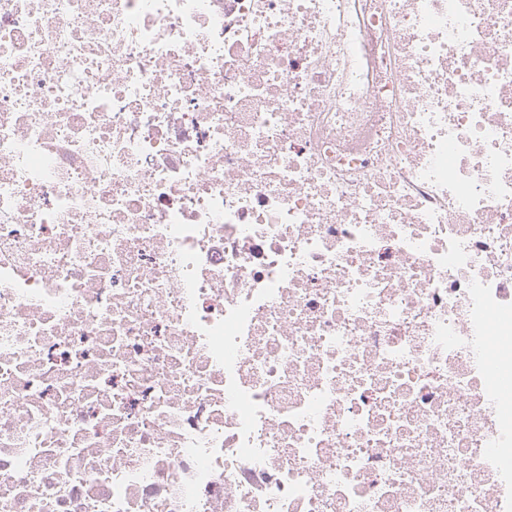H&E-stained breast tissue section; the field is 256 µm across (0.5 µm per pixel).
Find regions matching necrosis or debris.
Listing matches in <instances>:
<instances>
[{
    "instance_id": "4bbe7bcc",
    "label": "necrosis or debris",
    "mask_w": 512,
    "mask_h": 512,
    "mask_svg": "<svg viewBox=\"0 0 512 512\" xmlns=\"http://www.w3.org/2000/svg\"><path fill=\"white\" fill-rule=\"evenodd\" d=\"M512 0H0V512H512Z\"/></svg>"
}]
</instances>
